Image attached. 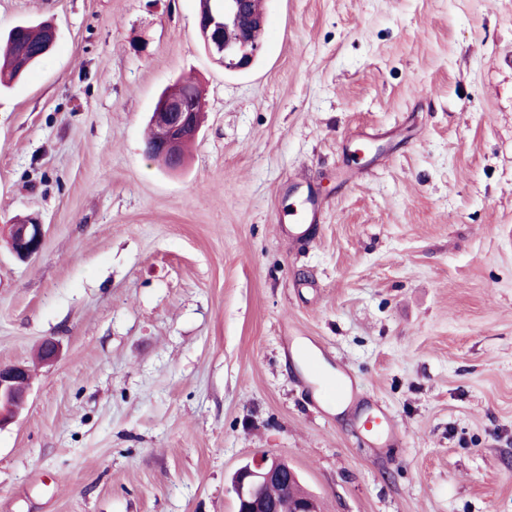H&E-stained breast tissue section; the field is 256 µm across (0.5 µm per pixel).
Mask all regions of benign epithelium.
<instances>
[{
    "label": "benign epithelium",
    "instance_id": "benign-epithelium-1",
    "mask_svg": "<svg viewBox=\"0 0 512 512\" xmlns=\"http://www.w3.org/2000/svg\"><path fill=\"white\" fill-rule=\"evenodd\" d=\"M255 0H223V9L209 11L198 18V31L210 58L226 72H243L252 67L261 45L250 37V31L262 26L264 15L254 7ZM236 36L228 37L229 32ZM203 113L198 100L188 101L178 95L158 99L150 118L153 129V151L166 161L171 171L185 164V149L199 135ZM9 239L14 253L24 259L36 255L45 237L44 224L35 220L11 224ZM30 371L23 364H0V428L8 424L25 404ZM298 480L295 470L285 461L261 456L241 466L232 482L237 498V512H276L266 497L265 489L274 484L283 496L292 491ZM292 512H321L311 495L297 498Z\"/></svg>",
    "mask_w": 512,
    "mask_h": 512
}]
</instances>
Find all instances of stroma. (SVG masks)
Instances as JSON below:
<instances>
[{
    "label": "stroma",
    "instance_id": "obj_1",
    "mask_svg": "<svg viewBox=\"0 0 512 512\" xmlns=\"http://www.w3.org/2000/svg\"><path fill=\"white\" fill-rule=\"evenodd\" d=\"M265 9L230 73L198 0H0V32L58 29L0 90V229H46L25 261L0 238V364L33 373L0 512H236L261 455L322 512H512V0ZM181 77L207 115L171 172L143 139ZM289 336L395 448L311 402Z\"/></svg>",
    "mask_w": 512,
    "mask_h": 512
}]
</instances>
